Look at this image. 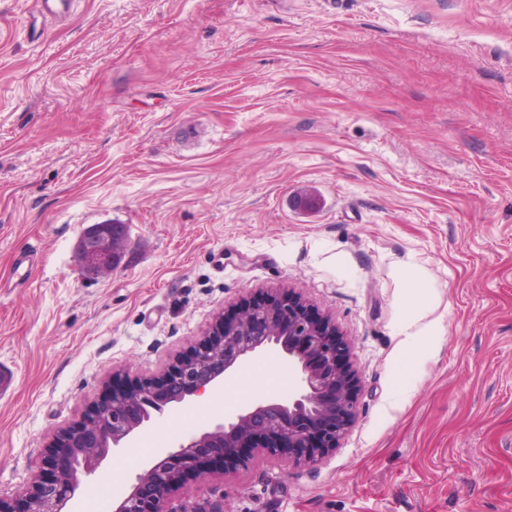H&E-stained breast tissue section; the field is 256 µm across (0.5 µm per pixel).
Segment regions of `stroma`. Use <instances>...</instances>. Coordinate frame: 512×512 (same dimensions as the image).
Instances as JSON below:
<instances>
[{
  "mask_svg": "<svg viewBox=\"0 0 512 512\" xmlns=\"http://www.w3.org/2000/svg\"><path fill=\"white\" fill-rule=\"evenodd\" d=\"M0 279L2 492L114 372L280 290L350 341L355 425L171 506L512 512V0H0ZM87 226L81 235L78 245V269L81 277L87 281H95L112 272V259L109 266L92 265L87 257V251L93 248L90 244H98L97 249H112V221L100 222Z\"/></svg>",
  "mask_w": 512,
  "mask_h": 512,
  "instance_id": "obj_1",
  "label": "stroma"
}]
</instances>
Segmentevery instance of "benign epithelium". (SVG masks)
Segmentation results:
<instances>
[{
  "label": "benign epithelium",
  "mask_w": 512,
  "mask_h": 512,
  "mask_svg": "<svg viewBox=\"0 0 512 512\" xmlns=\"http://www.w3.org/2000/svg\"><path fill=\"white\" fill-rule=\"evenodd\" d=\"M94 243L112 249V224L82 232L78 269L87 281L112 272L110 265L90 263L87 251ZM261 349L275 350L295 367L288 398L242 408L180 443L138 474L113 512H171L166 504L179 486L218 462L226 468L244 463L256 450L317 464L355 423L359 377L336 324L300 297L275 291L218 313L206 336L162 374L112 379L83 419L49 443L25 491L0 493V512H65L85 479L99 472L109 454L131 447L154 415L223 389L238 364Z\"/></svg>",
  "instance_id": "7a95c632"
}]
</instances>
